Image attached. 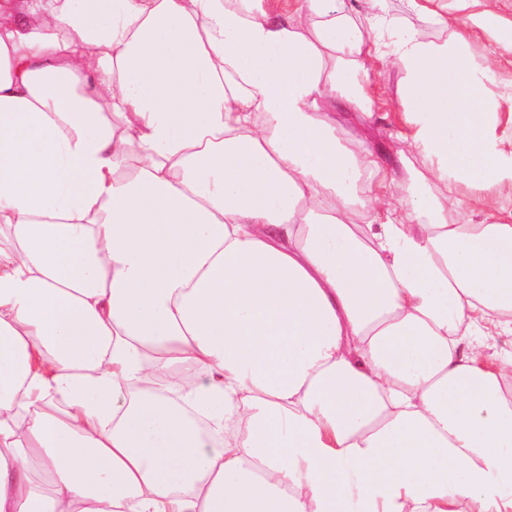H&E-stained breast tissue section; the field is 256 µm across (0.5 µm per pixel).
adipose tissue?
Instances as JSON below:
<instances>
[{
    "label": "adipose tissue",
    "instance_id": "ef3b65f1",
    "mask_svg": "<svg viewBox=\"0 0 512 512\" xmlns=\"http://www.w3.org/2000/svg\"><path fill=\"white\" fill-rule=\"evenodd\" d=\"M369 2L0 0V512H512V19ZM386 5L391 14L403 19L408 26L417 30L425 39L443 41L448 37L447 30L429 22L428 17L413 10L407 0H387ZM400 77L398 69L392 65H371L366 85L377 100L373 118L365 124L336 126V132L348 141L353 150L361 145L368 147L388 166L398 163L400 152L419 166L418 157L410 152L405 140L407 129L400 121L398 112L390 107L397 100Z\"/></svg>",
    "mask_w": 512,
    "mask_h": 512
}]
</instances>
